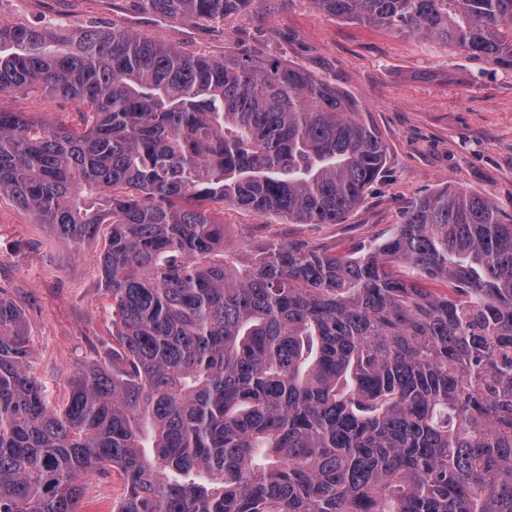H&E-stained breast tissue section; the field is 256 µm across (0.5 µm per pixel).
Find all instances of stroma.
Returning a JSON list of instances; mask_svg holds the SVG:
<instances>
[{
    "instance_id": "stroma-1",
    "label": "stroma",
    "mask_w": 512,
    "mask_h": 512,
    "mask_svg": "<svg viewBox=\"0 0 512 512\" xmlns=\"http://www.w3.org/2000/svg\"><path fill=\"white\" fill-rule=\"evenodd\" d=\"M60 19L125 27L215 60L245 53L301 65L347 92L379 132L383 172L343 223L293 224L225 209L224 244L238 269L273 242L336 255L369 249L414 201L448 185L512 214V69L423 37L334 19L310 0H256L220 27L149 13L136 0H0V20L11 24ZM104 249L103 237L73 241L0 191V287L24 315L32 371L49 407L65 404L80 368L112 364ZM85 483L80 512H111L122 491L118 474L95 471Z\"/></svg>"
}]
</instances>
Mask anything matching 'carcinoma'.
Wrapping results in <instances>:
<instances>
[{"label": "carcinoma", "instance_id": "1", "mask_svg": "<svg viewBox=\"0 0 512 512\" xmlns=\"http://www.w3.org/2000/svg\"><path fill=\"white\" fill-rule=\"evenodd\" d=\"M139 2L222 24L255 0ZM311 2L512 69V0ZM36 93L78 120L4 106ZM385 157L304 67L0 22V190L76 242L108 228L118 346L51 410L0 288V512H79L105 468L124 481L112 512H512V216L448 187L373 253L213 260L224 207L339 224Z\"/></svg>", "mask_w": 512, "mask_h": 512}]
</instances>
